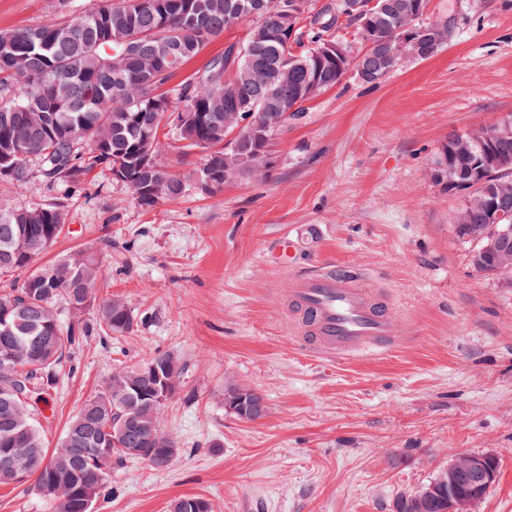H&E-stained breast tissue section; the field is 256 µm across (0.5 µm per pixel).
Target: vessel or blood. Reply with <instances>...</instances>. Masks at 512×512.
I'll list each match as a JSON object with an SVG mask.
<instances>
[{
  "instance_id": "obj_1",
  "label": "vessel or blood",
  "mask_w": 512,
  "mask_h": 512,
  "mask_svg": "<svg viewBox=\"0 0 512 512\" xmlns=\"http://www.w3.org/2000/svg\"><path fill=\"white\" fill-rule=\"evenodd\" d=\"M291 301L301 345L312 353L351 356L377 350L392 332L390 310L348 267L331 265L301 276Z\"/></svg>"
}]
</instances>
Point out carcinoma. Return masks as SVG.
<instances>
[{"label": "carcinoma", "instance_id": "1", "mask_svg": "<svg viewBox=\"0 0 512 512\" xmlns=\"http://www.w3.org/2000/svg\"><path fill=\"white\" fill-rule=\"evenodd\" d=\"M251 0H99L72 19L0 32V180L71 187L95 169L125 185L144 210L156 200L181 196L188 185L211 193L225 184L224 169L254 180L267 177L273 131L242 129L236 147L224 148V114L246 102L259 114L267 84L288 71L297 93L311 78L323 90L341 83L358 57L340 31L361 34L364 19L346 10L347 0L316 6L312 0H263L253 12L238 10ZM410 13H374L369 38L396 46L403 27L414 22L428 31L442 18L423 21L430 0H401ZM249 22L243 41L229 43L200 69L174 81L218 35ZM344 46L346 56L317 55L326 41ZM172 127L174 141H162ZM185 159L202 154L188 178L170 172L167 150ZM147 155L155 163L143 162ZM469 158L443 144L436 165L464 170ZM68 205L33 201L0 206V273L23 272L17 287L0 294V485L33 482V490L54 512H90L112 480V469L128 460L176 456L178 442L163 428L166 403L142 397L157 385L145 376L155 365L170 397L178 392L181 358L162 353L112 373L71 418L55 448H45L26 399L55 384L58 369L74 346L94 334L128 335L137 326L123 297L98 304L96 326H63L58 305L77 318L94 302L101 262L82 251L36 267L34 262L68 232ZM234 415L248 421L265 414L253 389L231 383ZM474 482L448 487L446 470L413 495L400 496L394 512H445L448 493L468 498ZM170 512H212L209 500L183 496Z\"/></svg>", "mask_w": 512, "mask_h": 512}]
</instances>
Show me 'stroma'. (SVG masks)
I'll return each instance as SVG.
<instances>
[{
	"instance_id": "35a3bbf8",
	"label": "stroma",
	"mask_w": 512,
	"mask_h": 512,
	"mask_svg": "<svg viewBox=\"0 0 512 512\" xmlns=\"http://www.w3.org/2000/svg\"><path fill=\"white\" fill-rule=\"evenodd\" d=\"M96 0H0V31L81 15ZM448 43L377 86L347 73L271 144L266 181L240 177L153 210L108 173L79 188L0 181L21 207L69 194L74 250L121 295L135 333L88 337L31 409L54 448L113 369L173 352L183 362L163 423L180 447L164 469L129 461L96 512H169L184 495L213 512H393L461 453L495 455L498 479L470 512H512V288L475 272L451 233L461 202L435 179L449 132L512 121V0H431ZM307 226L295 264L271 256ZM346 264L390 304L392 345L357 358L298 343L288 298L299 272ZM260 393L265 415L224 408V387Z\"/></svg>"
}]
</instances>
